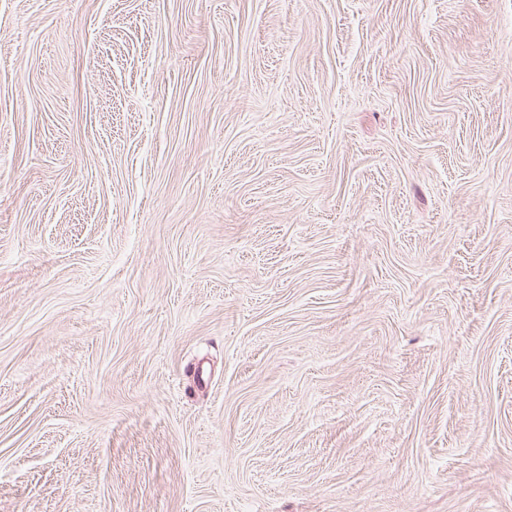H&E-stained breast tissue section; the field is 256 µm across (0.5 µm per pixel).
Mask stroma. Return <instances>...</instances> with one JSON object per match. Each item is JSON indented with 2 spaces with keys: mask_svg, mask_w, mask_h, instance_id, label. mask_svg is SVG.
<instances>
[{
  "mask_svg": "<svg viewBox=\"0 0 512 512\" xmlns=\"http://www.w3.org/2000/svg\"><path fill=\"white\" fill-rule=\"evenodd\" d=\"M0 512H512V0H0Z\"/></svg>",
  "mask_w": 512,
  "mask_h": 512,
  "instance_id": "35a3bbf8",
  "label": "stroma"
}]
</instances>
